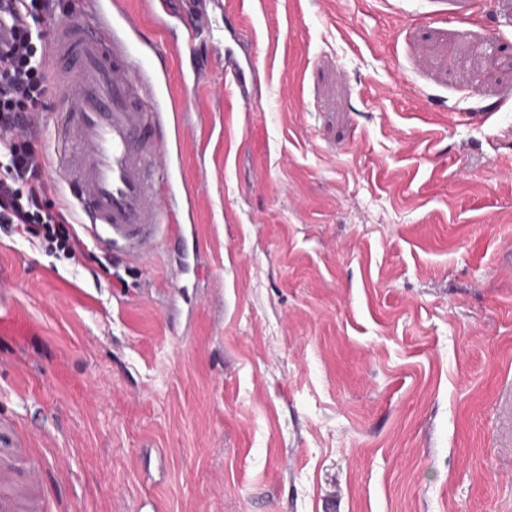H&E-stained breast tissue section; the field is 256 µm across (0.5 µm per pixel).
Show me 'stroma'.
<instances>
[{
	"mask_svg": "<svg viewBox=\"0 0 512 512\" xmlns=\"http://www.w3.org/2000/svg\"><path fill=\"white\" fill-rule=\"evenodd\" d=\"M224 2L124 0L185 241L0 234V512H512V0H237L249 109ZM256 66L252 61L247 63V70L237 50L224 43V86L234 84L239 92V98L244 104L253 101L247 82L254 80Z\"/></svg>",
	"mask_w": 512,
	"mask_h": 512,
	"instance_id": "obj_1",
	"label": "stroma"
}]
</instances>
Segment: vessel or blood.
<instances>
[{
	"instance_id": "1",
	"label": "vessel or blood",
	"mask_w": 512,
	"mask_h": 512,
	"mask_svg": "<svg viewBox=\"0 0 512 512\" xmlns=\"http://www.w3.org/2000/svg\"><path fill=\"white\" fill-rule=\"evenodd\" d=\"M224 27L232 38L224 48V82L248 104L256 67L244 65L235 49L241 34L232 21ZM49 50L66 65L53 88L54 169L102 250L149 257L159 230L182 235L193 213L187 183H174L170 174L184 148L186 116L162 98L167 72L150 62L160 50L138 40L122 0L106 9L87 0L83 19L52 27Z\"/></svg>"
}]
</instances>
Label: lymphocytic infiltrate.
Returning <instances> with one entry per match:
<instances>
[{
	"label": "lymphocytic infiltrate",
	"mask_w": 512,
	"mask_h": 512,
	"mask_svg": "<svg viewBox=\"0 0 512 512\" xmlns=\"http://www.w3.org/2000/svg\"><path fill=\"white\" fill-rule=\"evenodd\" d=\"M48 8V0H0V21L10 29L0 44V230L21 236L40 229L45 251L106 267L111 256L80 239L71 204L52 197L49 158L32 146L52 99Z\"/></svg>",
	"instance_id": "1"
}]
</instances>
